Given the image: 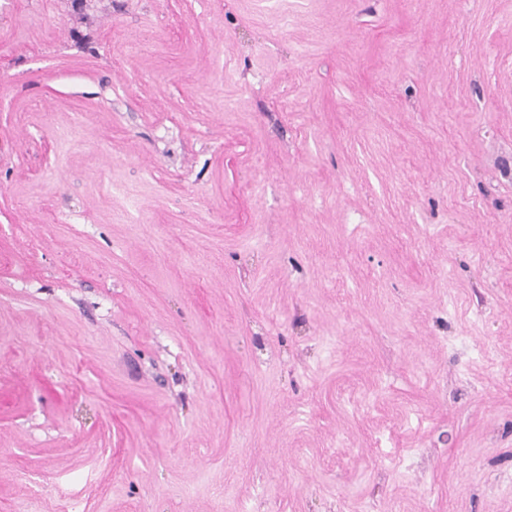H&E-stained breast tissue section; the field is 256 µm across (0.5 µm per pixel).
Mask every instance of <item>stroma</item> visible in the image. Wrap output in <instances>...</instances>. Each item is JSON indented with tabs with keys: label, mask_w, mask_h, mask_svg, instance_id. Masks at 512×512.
Masks as SVG:
<instances>
[{
	"label": "stroma",
	"mask_w": 512,
	"mask_h": 512,
	"mask_svg": "<svg viewBox=\"0 0 512 512\" xmlns=\"http://www.w3.org/2000/svg\"><path fill=\"white\" fill-rule=\"evenodd\" d=\"M511 156L512 0H0V512H512Z\"/></svg>",
	"instance_id": "35a3bbf8"
}]
</instances>
